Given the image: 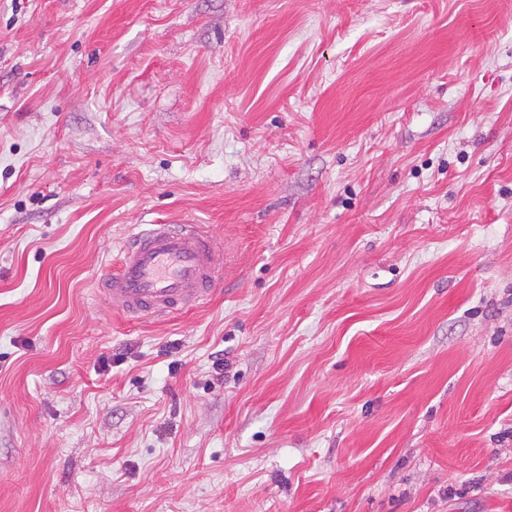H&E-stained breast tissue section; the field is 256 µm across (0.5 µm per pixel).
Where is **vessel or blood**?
I'll list each match as a JSON object with an SVG mask.
<instances>
[{"mask_svg":"<svg viewBox=\"0 0 512 512\" xmlns=\"http://www.w3.org/2000/svg\"><path fill=\"white\" fill-rule=\"evenodd\" d=\"M222 262L196 225L155 224L134 235L119 273L105 278L100 292L130 318L163 317L206 301Z\"/></svg>","mask_w":512,"mask_h":512,"instance_id":"1","label":"vessel or blood"}]
</instances>
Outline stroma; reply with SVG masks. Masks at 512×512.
Listing matches in <instances>:
<instances>
[{"label":"stroma","instance_id":"stroma-1","mask_svg":"<svg viewBox=\"0 0 512 512\" xmlns=\"http://www.w3.org/2000/svg\"><path fill=\"white\" fill-rule=\"evenodd\" d=\"M0 512H512V0H0ZM123 250L118 274L99 288L104 299L133 319L163 317L206 301L223 254L195 224H150Z\"/></svg>","mask_w":512,"mask_h":512}]
</instances>
